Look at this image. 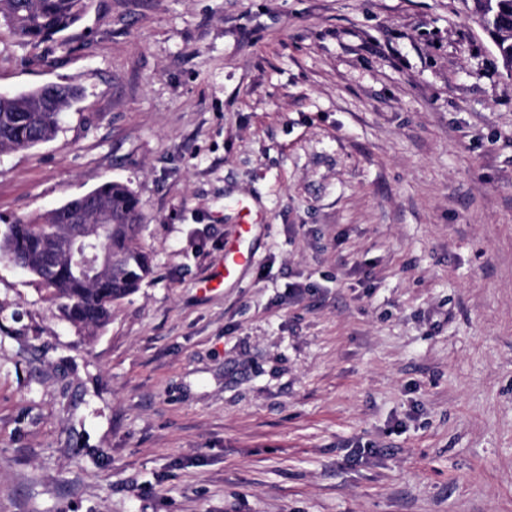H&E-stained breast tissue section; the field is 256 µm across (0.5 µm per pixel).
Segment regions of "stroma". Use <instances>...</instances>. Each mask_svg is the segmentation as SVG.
I'll use <instances>...</instances> for the list:
<instances>
[{"label": "stroma", "instance_id": "obj_1", "mask_svg": "<svg viewBox=\"0 0 512 512\" xmlns=\"http://www.w3.org/2000/svg\"><path fill=\"white\" fill-rule=\"evenodd\" d=\"M48 83L82 97L0 155V234L118 181L153 272L90 336L0 258V512H512V75L473 0H91L66 44L0 32V93Z\"/></svg>", "mask_w": 512, "mask_h": 512}]
</instances>
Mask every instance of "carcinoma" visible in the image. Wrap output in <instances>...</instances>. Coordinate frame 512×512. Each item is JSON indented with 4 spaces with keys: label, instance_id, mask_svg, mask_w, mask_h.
<instances>
[{
    "label": "carcinoma",
    "instance_id": "carcinoma-1",
    "mask_svg": "<svg viewBox=\"0 0 512 512\" xmlns=\"http://www.w3.org/2000/svg\"><path fill=\"white\" fill-rule=\"evenodd\" d=\"M89 0H0V29L17 41L35 44L61 35L82 20ZM491 30L502 62L512 60V0H495ZM80 97L76 87L45 84L0 97V153L50 141L61 115ZM83 212L82 223L106 224L102 247L112 266L94 281L72 274L59 257V238ZM141 213L135 193L124 183L104 181L88 193L31 219L7 225L0 257L36 276L69 322L92 333L112 316V303L131 294L151 274L139 242Z\"/></svg>",
    "mask_w": 512,
    "mask_h": 512
}]
</instances>
